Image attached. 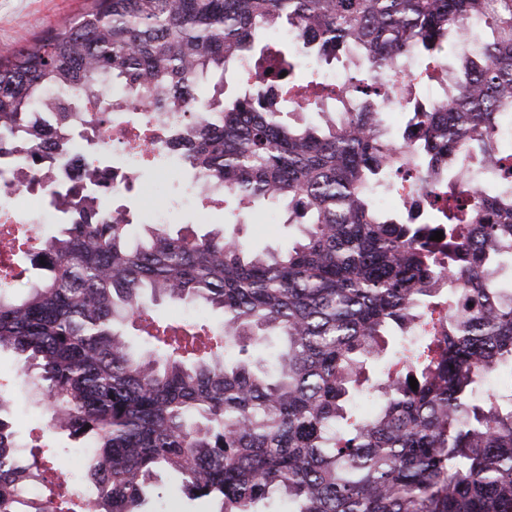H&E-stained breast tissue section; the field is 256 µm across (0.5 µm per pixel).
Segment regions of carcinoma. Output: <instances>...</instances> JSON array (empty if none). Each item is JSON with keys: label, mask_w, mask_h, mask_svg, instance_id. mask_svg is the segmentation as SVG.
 <instances>
[{"label": "carcinoma", "mask_w": 512, "mask_h": 512, "mask_svg": "<svg viewBox=\"0 0 512 512\" xmlns=\"http://www.w3.org/2000/svg\"><path fill=\"white\" fill-rule=\"evenodd\" d=\"M473 18L488 36L457 56L452 93L401 96L413 116L394 141L377 77L408 52L423 57L421 79L444 84ZM283 29L293 55L273 39ZM261 37L262 81L249 74L224 100V75ZM298 56H343L356 74L301 84ZM114 89L128 112L185 113L172 154L202 207L266 204L298 237L258 250L221 227L132 235L127 208L103 205L118 169L92 134L112 123ZM510 127L512 0H92L0 51V156L25 148L52 167L80 140L90 170L49 189L65 202L52 234L19 237L45 274L23 296L0 290V350L33 373L54 425L95 448L84 471L98 512H140L162 471L172 495L213 512H257L273 496L286 512H512V386L486 388L512 381ZM485 161L488 181L462 186ZM391 175L433 211L445 249L412 211L377 207ZM163 302L198 315L161 318ZM209 310L224 314L221 331ZM269 336L274 361L251 359ZM3 413L0 512H17L10 488L38 473L54 512H75V492L49 478L53 458L16 464Z\"/></svg>", "instance_id": "cac0c4a2"}]
</instances>
